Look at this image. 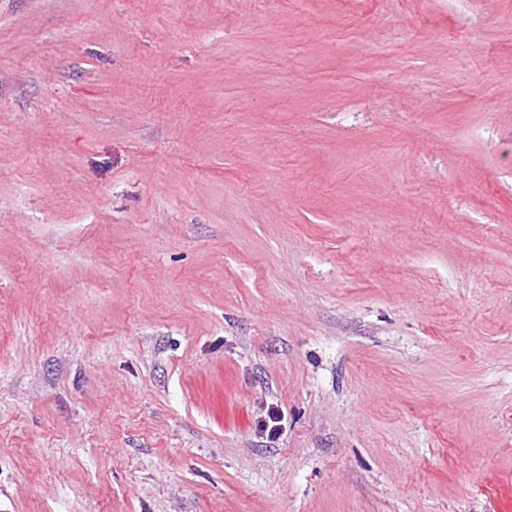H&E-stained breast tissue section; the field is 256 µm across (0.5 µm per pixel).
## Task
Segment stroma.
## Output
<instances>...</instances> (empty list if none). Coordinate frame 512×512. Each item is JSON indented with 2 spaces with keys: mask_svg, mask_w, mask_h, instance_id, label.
I'll use <instances>...</instances> for the list:
<instances>
[{
  "mask_svg": "<svg viewBox=\"0 0 512 512\" xmlns=\"http://www.w3.org/2000/svg\"><path fill=\"white\" fill-rule=\"evenodd\" d=\"M1 499L512 512V0H0Z\"/></svg>",
  "mask_w": 512,
  "mask_h": 512,
  "instance_id": "obj_1",
  "label": "stroma"
}]
</instances>
